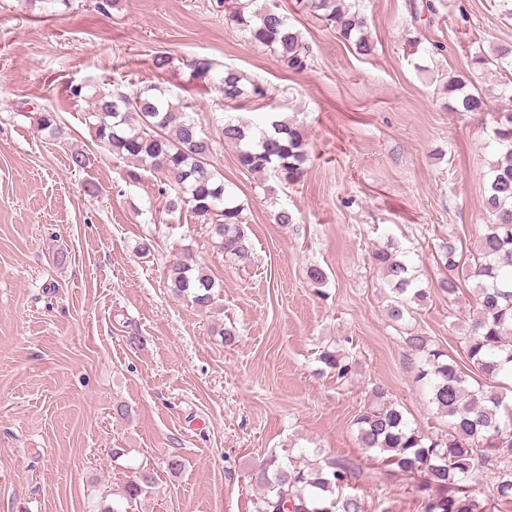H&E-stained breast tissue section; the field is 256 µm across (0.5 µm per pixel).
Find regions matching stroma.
I'll use <instances>...</instances> for the list:
<instances>
[{
    "mask_svg": "<svg viewBox=\"0 0 512 512\" xmlns=\"http://www.w3.org/2000/svg\"><path fill=\"white\" fill-rule=\"evenodd\" d=\"M349 2L367 20L371 55L297 0H276L311 48L296 73L227 24L222 0H0V512H99L139 468L157 490L133 512H252L248 474L272 455L364 462L365 512H421L410 486L361 448L353 419L381 385L422 430L441 429L405 338L462 357L475 298L469 286L435 291L393 323L370 253L394 243L434 283L448 274L441 239L475 249L498 154L481 117L452 111L444 85L466 71L476 88L497 82L494 66L475 71L471 60L512 44V15L503 0H436L429 24L410 0ZM158 52L172 56L169 70L154 68ZM197 56L263 83L267 99L221 104L186 68ZM114 81L190 104L244 206L252 267L225 257L189 211L169 213L156 178L130 180L132 162L101 148L88 100L72 90ZM44 110L62 138L38 129ZM234 111L301 125L310 161L300 182L239 168L219 138ZM76 150L90 158L84 169L70 164ZM282 208L291 224L275 223ZM177 258L220 284L216 309L168 291ZM312 266L324 284L310 282ZM327 350L348 357L346 376L321 363ZM173 454L185 461L175 476Z\"/></svg>",
    "mask_w": 512,
    "mask_h": 512,
    "instance_id": "stroma-1",
    "label": "stroma"
}]
</instances>
